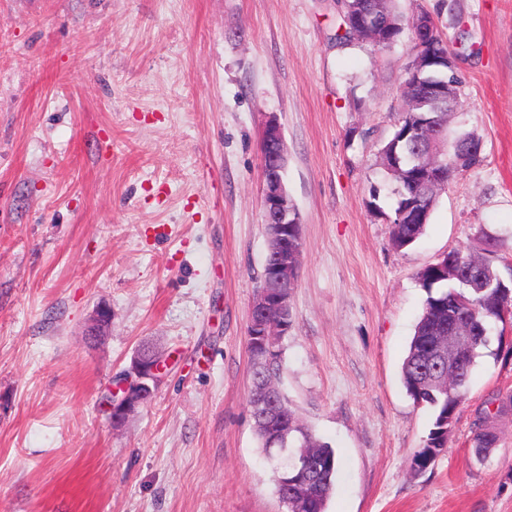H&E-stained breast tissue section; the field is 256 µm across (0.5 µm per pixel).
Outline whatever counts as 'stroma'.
<instances>
[{
    "label": "stroma",
    "instance_id": "35a3bbf8",
    "mask_svg": "<svg viewBox=\"0 0 512 512\" xmlns=\"http://www.w3.org/2000/svg\"><path fill=\"white\" fill-rule=\"evenodd\" d=\"M457 59L452 130L486 161L397 249L366 206L403 106L410 40L336 42V0H0V512H285L257 447L246 325L260 284L261 135L276 115L302 262L280 386L334 448L328 512H512V332L492 329L448 445L401 364L417 275L497 242L512 265V0H401ZM112 326L86 337L98 307ZM167 356L121 426L101 404L140 347ZM490 406H493L490 408ZM512 416V393H498L491 397L484 409L479 412L473 423L469 442L475 455L485 458L491 450L497 447L499 432L497 422L500 418Z\"/></svg>",
    "mask_w": 512,
    "mask_h": 512
}]
</instances>
